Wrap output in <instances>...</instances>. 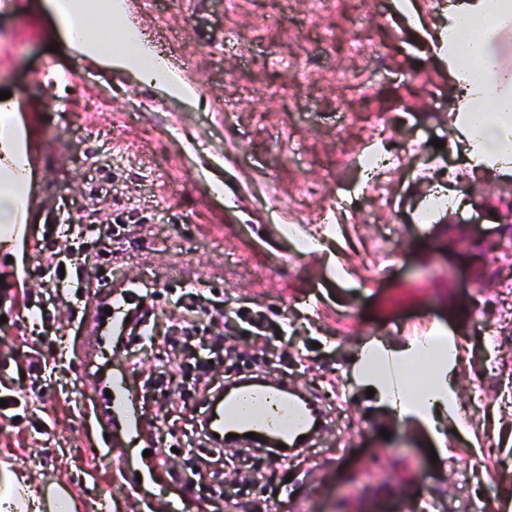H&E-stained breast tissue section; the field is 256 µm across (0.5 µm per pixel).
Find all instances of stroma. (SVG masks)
<instances>
[{"instance_id": "obj_1", "label": "stroma", "mask_w": 512, "mask_h": 512, "mask_svg": "<svg viewBox=\"0 0 512 512\" xmlns=\"http://www.w3.org/2000/svg\"><path fill=\"white\" fill-rule=\"evenodd\" d=\"M0 0V91L20 105L30 145L27 235L0 254L20 269L33 231L56 215L78 225L119 213V244L57 239L68 264L99 255L90 287L156 284L158 305L182 283L214 290L225 309L262 308L288 340L234 339L233 360L288 379L314 398L325 428L301 455L228 445L211 464L181 427L150 432L148 374L164 355L126 344L111 324L56 305L55 369L34 383L22 336L27 315L0 307V396L27 392L28 409L0 415V464L27 471L78 512H512V178L463 168L452 127L456 90L434 34L448 0H126L139 40L197 93L188 101L81 58L53 30L40 0ZM333 41H326L327 33ZM348 72L338 81L340 72ZM118 160L116 201H98ZM464 185L475 205L420 224L422 199ZM453 338L457 403L431 428L368 397L364 345L399 348ZM138 391L110 404L105 378ZM203 475L193 488L176 477ZM243 484L234 504L211 481Z\"/></svg>"}]
</instances>
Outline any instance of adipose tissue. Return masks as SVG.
Returning <instances> with one entry per match:
<instances>
[{"label":"adipose tissue","mask_w":512,"mask_h":512,"mask_svg":"<svg viewBox=\"0 0 512 512\" xmlns=\"http://www.w3.org/2000/svg\"><path fill=\"white\" fill-rule=\"evenodd\" d=\"M54 28L79 53L107 68L128 70L165 93L194 98V89L168 67L163 58L145 59L140 45L130 42L131 26L114 0H100L94 16H86L83 0H44ZM512 27V0H455L448 23L438 36L448 69L459 90L454 118L455 138L463 166L488 180L512 176V70L499 59L505 49L501 35ZM125 43L123 53L102 49L103 41ZM18 104L0 101V226L10 227L27 201L28 168L25 144L18 136ZM415 344L392 350L379 341L362 350L359 365L364 383L400 415L418 414L432 421L435 413L452 406L455 392L448 379L450 357L440 358L430 383L417 397L392 391L381 359L407 368L417 358ZM41 500L23 473L0 471V512H41Z\"/></svg>","instance_id":"1"}]
</instances>
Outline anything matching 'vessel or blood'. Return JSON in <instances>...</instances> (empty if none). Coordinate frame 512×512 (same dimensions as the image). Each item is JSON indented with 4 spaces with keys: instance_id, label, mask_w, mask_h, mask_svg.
<instances>
[{
    "instance_id": "obj_1",
    "label": "vessel or blood",
    "mask_w": 512,
    "mask_h": 512,
    "mask_svg": "<svg viewBox=\"0 0 512 512\" xmlns=\"http://www.w3.org/2000/svg\"><path fill=\"white\" fill-rule=\"evenodd\" d=\"M323 413L309 397H301L287 382L253 381L225 392L204 416L211 434L266 436L271 446L294 448L299 437L313 439Z\"/></svg>"
}]
</instances>
